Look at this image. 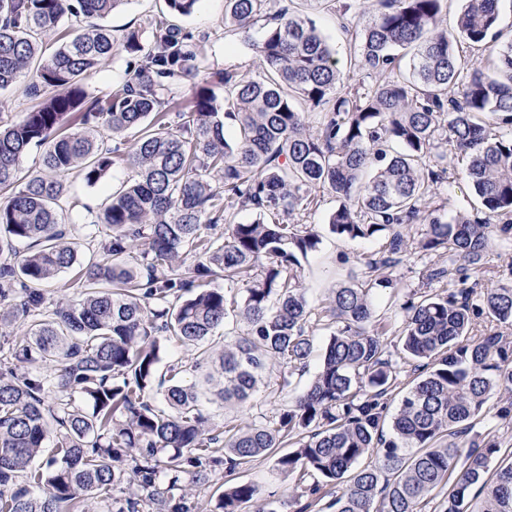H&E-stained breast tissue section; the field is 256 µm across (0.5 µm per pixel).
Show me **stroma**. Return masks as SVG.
Returning <instances> with one entry per match:
<instances>
[{
  "instance_id": "stroma-1",
  "label": "stroma",
  "mask_w": 512,
  "mask_h": 512,
  "mask_svg": "<svg viewBox=\"0 0 512 512\" xmlns=\"http://www.w3.org/2000/svg\"><path fill=\"white\" fill-rule=\"evenodd\" d=\"M162 0H129L128 4L116 10L106 18V25L114 33L136 29L142 36L150 34V19L160 9ZM182 23L204 38L197 46L203 68L198 75L199 80H210L213 73L224 69L238 72L246 78L257 76L261 70V61L256 53L255 45L261 42L268 27L270 18H261L248 34L242 35L224 28V0H203L200 9L194 14L183 18ZM466 162L455 159L448 170L449 184L443 190L440 199L434 205L440 210L445 220H452L460 214H475L480 210L481 203L472 186L465 177ZM132 169L123 164H116L109 171L105 180L97 186H87L82 179L68 177V196L79 200L78 208L64 212L65 221H72L84 216L86 209H98L113 186L128 179ZM316 203L307 217L309 224L322 230L321 242L316 251L310 253L303 262V280L307 290V298L313 307H321L329 302L337 286L349 272H360L359 258L362 254L380 249L381 240H348L327 233V217L337 205L335 194L327 189H317ZM428 261L419 254L409 255L404 264L400 265L395 276L398 290L395 295L383 294L374 300L377 315L390 323L387 338L391 341L394 360H401V347L397 342L398 331L402 323L401 303L413 292H423L427 285ZM285 401L278 393L264 391L243 406L208 405L207 410L214 422H266L272 420L283 408ZM233 481L248 482L258 485L266 491H277L280 497H287L291 491L293 480L276 470L272 461H255L242 466L233 476Z\"/></svg>"
}]
</instances>
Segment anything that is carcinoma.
<instances>
[{"label": "carcinoma", "mask_w": 512, "mask_h": 512, "mask_svg": "<svg viewBox=\"0 0 512 512\" xmlns=\"http://www.w3.org/2000/svg\"><path fill=\"white\" fill-rule=\"evenodd\" d=\"M126 2L0 0V91L26 69L34 101L0 120V325L24 331L0 342V512H197L209 487L218 512H284L252 483L215 481L257 460L294 477L297 512H422L434 498L438 512H512V461L490 471L512 448L476 430L491 395L512 392V337L497 331L512 327V277L491 288L474 278L492 237H512V37L491 69L476 60L503 36L500 0H464L451 30L448 0H378L376 14L343 26L350 68L372 79L348 93L336 49L283 10L257 45L263 76L217 73L221 103L194 82L195 36L173 20L201 0H163L147 39L96 23ZM271 2L224 0V26L247 32ZM82 19L40 59L41 33ZM119 52L130 57L122 88L90 95L86 80ZM33 146L42 170L21 177ZM450 147L467 159L483 215H433L410 240L448 182ZM118 161L139 178L82 223L63 222L67 177L94 186ZM326 187L338 199L331 233L385 243L315 313L301 260L320 235L298 220ZM240 204L256 218L235 221ZM221 224L218 237L203 232ZM100 225L108 260L81 270V299L49 304L42 286L75 264L79 231ZM412 243L441 288L400 306L399 343L417 372L403 391L372 293L395 290ZM218 275L224 287H210ZM235 289L242 306L231 310ZM321 321L318 370L269 423L215 424L184 369L158 376L167 342L191 345L189 370L209 379L219 364L217 400L246 404L271 368L281 391L306 373Z\"/></svg>", "instance_id": "1"}]
</instances>
